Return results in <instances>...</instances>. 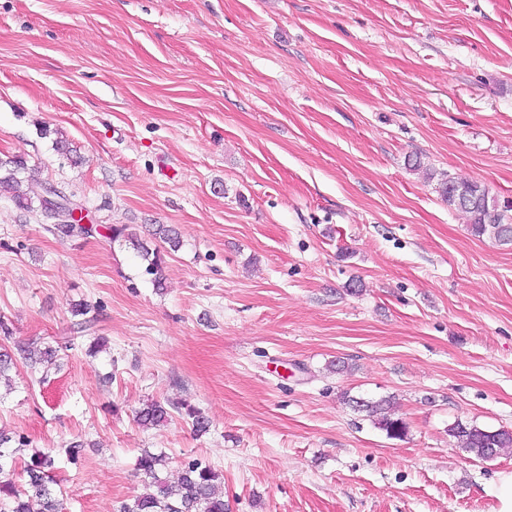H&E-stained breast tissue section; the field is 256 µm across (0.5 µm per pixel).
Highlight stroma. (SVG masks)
<instances>
[{
  "label": "stroma",
  "mask_w": 512,
  "mask_h": 512,
  "mask_svg": "<svg viewBox=\"0 0 512 512\" xmlns=\"http://www.w3.org/2000/svg\"><path fill=\"white\" fill-rule=\"evenodd\" d=\"M14 157L105 227L61 239L0 199V318L62 347L0 383V426L52 451L65 512L146 492V450L171 483L220 472L227 512H497L512 453L448 427L512 431V247L437 177L512 201V0H0ZM112 224L176 228L163 291ZM83 300L93 358L65 346ZM387 396L404 438L349 403ZM151 399L209 432L143 428ZM93 308L94 306L88 302H81L76 303L71 309V314L73 317H81V319L76 320V322L73 324L74 329L76 327L77 333H86L83 334V336H89L92 338L88 350L90 355H95L106 346L104 337L92 336L95 334V318L93 316L88 317L87 315L92 311ZM448 435L456 447L480 460L486 461L492 454L497 458L505 448H512V431L483 428L461 420L449 425Z\"/></svg>",
  "instance_id": "35a3bbf8"
}]
</instances>
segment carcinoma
<instances>
[{"label": "carcinoma", "mask_w": 512, "mask_h": 512, "mask_svg": "<svg viewBox=\"0 0 512 512\" xmlns=\"http://www.w3.org/2000/svg\"><path fill=\"white\" fill-rule=\"evenodd\" d=\"M25 162L20 158L0 160V197L6 198L26 212H35L48 220L44 229L60 238L90 236L100 231L94 226L85 229L78 224H68L63 201L67 195L57 189L54 203L42 192L31 196ZM441 195L448 203L458 207L471 217V230L477 237H487L504 245H512V218L506 215L508 207H502L489 195L488 189L476 181L443 179L439 183ZM112 240L124 239L139 256L147 262L146 273L152 276L155 288H163L162 265L164 254L148 248L137 232L126 224L108 227ZM152 236L176 249L180 240L177 232L164 224L156 225ZM93 306L87 302L75 304L71 314L77 317L74 323L77 332L91 337L89 354L94 355L105 347V339L95 335V318L90 316ZM26 365L38 367L53 365L59 356L58 348L45 345L35 348L32 344L18 347ZM348 402L360 412L366 413L378 428L392 439H401L407 434L406 423L388 413L390 400H364L350 398ZM184 415L191 420L197 434L209 431L211 421L204 413L189 404H182ZM170 417L168 408L157 400L146 402L137 412V422L143 426H160ZM448 435L457 447L473 454L480 460L490 455L498 456L506 448H512V431L490 429L457 420L448 427ZM29 446L23 437L13 439L10 433L0 429V512H62L63 502L59 498L51 471L55 468V458L49 451L36 450L24 462L23 473L26 484L18 485L14 480L17 454ZM166 465V456L146 452L137 460V471L148 480L153 491L136 497L130 503L120 506L119 512H226L224 496L218 491L221 485L220 474L213 468L192 460L185 465L178 481L170 484L158 477V472Z\"/></svg>", "instance_id": "carcinoma-1"}]
</instances>
